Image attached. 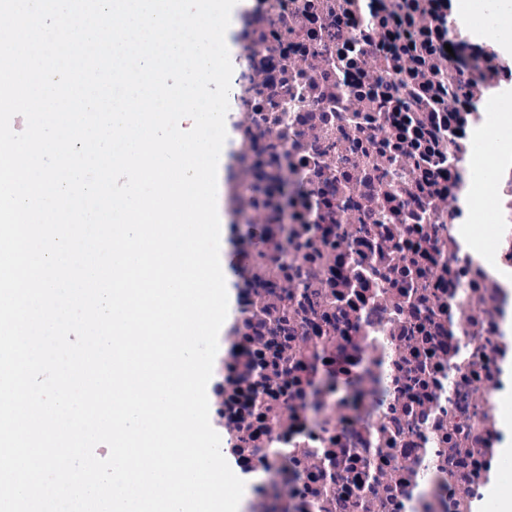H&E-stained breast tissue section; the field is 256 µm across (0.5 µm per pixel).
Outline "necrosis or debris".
Wrapping results in <instances>:
<instances>
[{
    "label": "necrosis or debris",
    "mask_w": 512,
    "mask_h": 512,
    "mask_svg": "<svg viewBox=\"0 0 512 512\" xmlns=\"http://www.w3.org/2000/svg\"><path fill=\"white\" fill-rule=\"evenodd\" d=\"M243 2L224 221L269 242H237L223 426L259 477L248 512H474L500 461L512 288L457 226L512 272V166L493 207L460 204L512 51L448 0ZM281 181L287 206L264 189Z\"/></svg>",
    "instance_id": "1"
}]
</instances>
